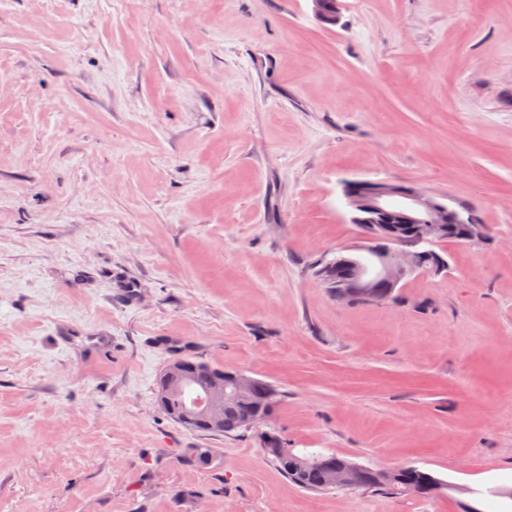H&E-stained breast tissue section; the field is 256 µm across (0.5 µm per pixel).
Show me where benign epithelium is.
<instances>
[{
  "instance_id": "7a95c632",
  "label": "benign epithelium",
  "mask_w": 512,
  "mask_h": 512,
  "mask_svg": "<svg viewBox=\"0 0 512 512\" xmlns=\"http://www.w3.org/2000/svg\"><path fill=\"white\" fill-rule=\"evenodd\" d=\"M315 16L323 23H339L338 2L311 0ZM343 196L351 223L361 232L357 255L340 248L323 255L314 265L323 285L345 303L397 302L407 279L414 274L438 275L448 269L447 259L434 250L437 241L454 237L474 243L486 237L484 225L463 216L444 198L427 194L404 183L353 179L343 183ZM206 378L201 396L190 404L180 402L185 387L195 376ZM256 398L269 412L272 391L260 379L240 371H228L205 363L170 361L157 395L159 405L192 428L222 425L224 409L239 399ZM327 485L355 488L362 466L326 464Z\"/></svg>"
}]
</instances>
